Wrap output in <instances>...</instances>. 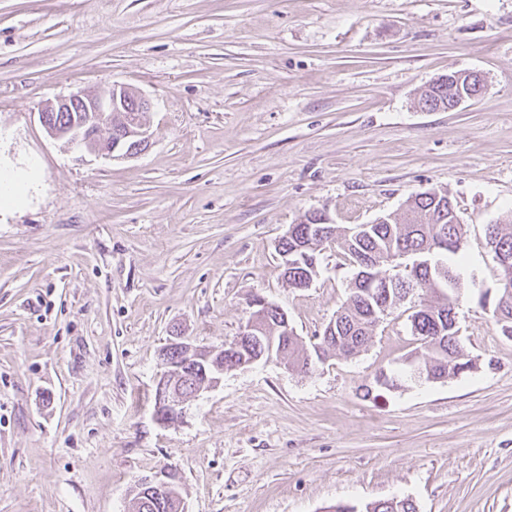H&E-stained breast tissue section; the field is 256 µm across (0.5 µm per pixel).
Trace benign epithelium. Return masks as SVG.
I'll return each mask as SVG.
<instances>
[{"mask_svg": "<svg viewBox=\"0 0 512 512\" xmlns=\"http://www.w3.org/2000/svg\"><path fill=\"white\" fill-rule=\"evenodd\" d=\"M135 106L139 112H149L152 104L149 99L139 92L124 85H112L98 93L77 90L54 102L44 105L39 112V120L47 134L66 147L79 152L81 155H90L105 159H132L138 153L127 148V143L137 142L142 145L149 144L150 130L145 121H132L126 117L130 106ZM53 112L73 113L72 122L61 124L51 118ZM494 261L498 270V283L508 281L512 274V260L508 259L497 245V241H489ZM412 264L403 261L394 267L393 282L404 286L402 298L418 291V286L410 282L407 274ZM259 311L253 313L239 330L236 340H245L265 333L260 324L262 317L273 304L262 298H255L250 302ZM182 350L184 354L179 359L170 360V353ZM216 353L214 349H194L183 336H173L161 351L160 359L163 372L158 381V391L161 405L166 407L170 415L178 417L183 414L187 397L182 392L181 384L177 380L185 372H199L204 380L198 389L211 388L221 381L224 369L213 363ZM177 472L171 468L162 469L138 480V484L147 488L159 497L173 495L175 476Z\"/></svg>", "mask_w": 512, "mask_h": 512, "instance_id": "benign-epithelium-1", "label": "benign epithelium"}]
</instances>
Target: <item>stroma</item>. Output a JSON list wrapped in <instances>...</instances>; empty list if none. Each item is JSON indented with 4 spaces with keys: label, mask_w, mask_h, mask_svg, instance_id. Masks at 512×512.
Masks as SVG:
<instances>
[{
    "label": "stroma",
    "mask_w": 512,
    "mask_h": 512,
    "mask_svg": "<svg viewBox=\"0 0 512 512\" xmlns=\"http://www.w3.org/2000/svg\"><path fill=\"white\" fill-rule=\"evenodd\" d=\"M452 71L482 93L421 111ZM115 83L154 104L139 157L41 126L44 103ZM0 172L31 184L0 211V512H131L167 467L187 512H512V339L477 301L486 228L512 222V0H0ZM433 188L479 279L457 310L473 369L366 395L417 348L409 299L356 356L229 370L156 422L171 331L222 346L258 294L307 343L346 302L339 248L311 287L284 279L289 225L367 224Z\"/></svg>",
    "instance_id": "35a3bbf8"
}]
</instances>
